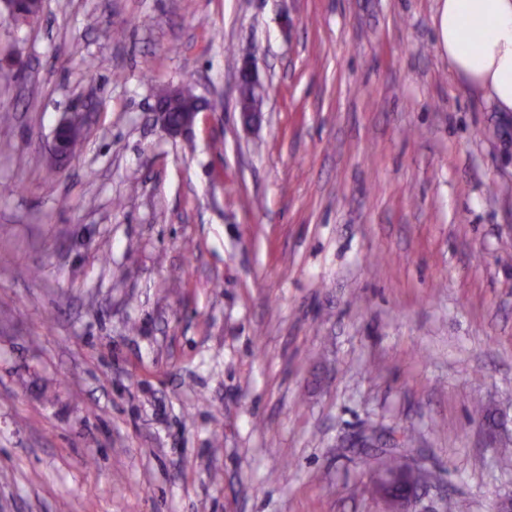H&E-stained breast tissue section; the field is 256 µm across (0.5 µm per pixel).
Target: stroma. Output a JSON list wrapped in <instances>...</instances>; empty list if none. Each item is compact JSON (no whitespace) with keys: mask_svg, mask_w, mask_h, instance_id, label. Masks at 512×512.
<instances>
[{"mask_svg":"<svg viewBox=\"0 0 512 512\" xmlns=\"http://www.w3.org/2000/svg\"><path fill=\"white\" fill-rule=\"evenodd\" d=\"M438 5L0 20V512H386L364 430L404 436L418 512L512 495V137ZM185 83L212 109L170 137L154 92ZM237 100L236 107L242 125L246 129L257 128L262 119V102L264 88L260 82L253 60L244 59L237 71ZM247 89L251 93L242 94ZM87 120V113L64 114L54 133L53 155L55 158L66 159L72 156L71 141L76 134L81 133Z\"/></svg>","mask_w":512,"mask_h":512,"instance_id":"1","label":"stroma"}]
</instances>
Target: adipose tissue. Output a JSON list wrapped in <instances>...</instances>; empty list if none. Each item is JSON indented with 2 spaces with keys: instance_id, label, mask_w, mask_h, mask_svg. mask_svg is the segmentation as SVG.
<instances>
[{
  "instance_id": "ef3b65f1",
  "label": "adipose tissue",
  "mask_w": 512,
  "mask_h": 512,
  "mask_svg": "<svg viewBox=\"0 0 512 512\" xmlns=\"http://www.w3.org/2000/svg\"><path fill=\"white\" fill-rule=\"evenodd\" d=\"M436 27L456 75L512 113V0H439Z\"/></svg>"
}]
</instances>
